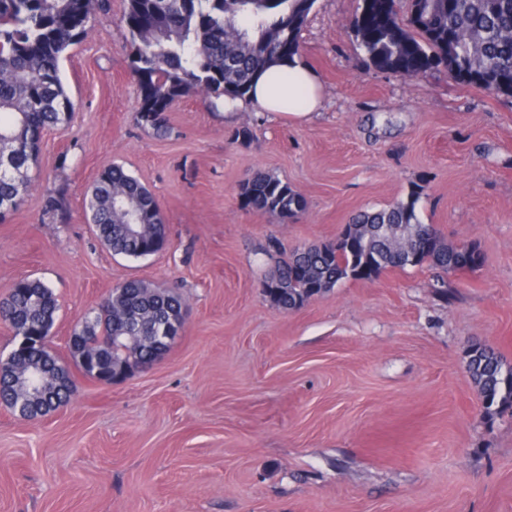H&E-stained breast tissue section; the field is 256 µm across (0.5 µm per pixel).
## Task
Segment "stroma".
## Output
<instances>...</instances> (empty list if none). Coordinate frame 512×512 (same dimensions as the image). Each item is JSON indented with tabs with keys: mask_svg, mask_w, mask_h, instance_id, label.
Listing matches in <instances>:
<instances>
[{
	"mask_svg": "<svg viewBox=\"0 0 512 512\" xmlns=\"http://www.w3.org/2000/svg\"><path fill=\"white\" fill-rule=\"evenodd\" d=\"M124 7L112 0L61 63L75 118L45 135L34 189L0 223V297L26 276L49 284L62 355L77 320L129 279L178 290L185 324L123 382L72 370L69 401L40 420L0 406V512H512V409L486 417L466 372L474 342L512 365V98L444 71L368 67L358 0H317L300 56L319 112L228 118L191 95L160 137L135 119ZM113 163L152 192L162 252L133 260L95 237L86 200ZM258 171L305 211L284 222L244 207ZM418 183L420 220L484 254L450 302L433 270L410 267L291 311L264 296L292 247L335 240Z\"/></svg>",
	"mask_w": 512,
	"mask_h": 512,
	"instance_id": "1",
	"label": "stroma"
}]
</instances>
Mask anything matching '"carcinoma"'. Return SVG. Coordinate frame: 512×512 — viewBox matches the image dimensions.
Wrapping results in <instances>:
<instances>
[{
	"label": "carcinoma",
	"mask_w": 512,
	"mask_h": 512,
	"mask_svg": "<svg viewBox=\"0 0 512 512\" xmlns=\"http://www.w3.org/2000/svg\"><path fill=\"white\" fill-rule=\"evenodd\" d=\"M125 0L122 21L133 74L140 91L137 122L170 133L164 112L179 99L203 95L246 99L255 76L300 54L301 31L317 0ZM109 0H0V222L17 210L35 186L32 170L44 134L68 124L73 105L60 77L67 51L92 30ZM358 48L376 70L416 76L456 67L483 81L481 89L512 97V0H360L351 22ZM424 187L405 201L364 211L352 219L358 244L336 241L293 248L274 277L280 287L265 293L283 309L304 305L343 280H372L387 269L428 266L439 271L435 292L448 297L445 277L461 266L465 246L438 240L418 219ZM246 207L282 221L305 210V200L288 183L261 171L242 186ZM143 215L140 235L127 225ZM93 232L113 254L144 255L149 242L167 240L151 192L119 164L106 167L91 187L87 206ZM57 299L47 284L24 277L0 299V320L14 336L42 337V345L0 358V405L17 412L31 390L41 403H62L49 378L60 358L45 350L47 324ZM185 302L172 289L138 279L115 288L72 331L71 358L86 379L119 366L138 369L161 357L163 341ZM467 372L478 387L484 413L512 408V365L491 347L467 351Z\"/></svg>",
	"instance_id": "1"
}]
</instances>
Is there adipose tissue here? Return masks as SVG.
Instances as JSON below:
<instances>
[{"instance_id": "obj_1", "label": "adipose tissue", "mask_w": 512, "mask_h": 512, "mask_svg": "<svg viewBox=\"0 0 512 512\" xmlns=\"http://www.w3.org/2000/svg\"><path fill=\"white\" fill-rule=\"evenodd\" d=\"M245 103L301 120L320 105L319 83L310 67L296 56L260 72L246 101H225L224 110L230 113Z\"/></svg>"}]
</instances>
